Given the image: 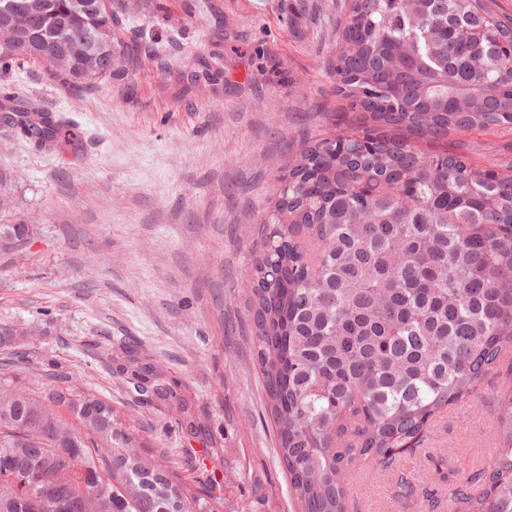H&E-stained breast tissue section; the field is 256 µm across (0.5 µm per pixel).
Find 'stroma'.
<instances>
[{
  "instance_id": "1",
  "label": "stroma",
  "mask_w": 512,
  "mask_h": 512,
  "mask_svg": "<svg viewBox=\"0 0 512 512\" xmlns=\"http://www.w3.org/2000/svg\"><path fill=\"white\" fill-rule=\"evenodd\" d=\"M155 51L123 75L74 90L39 64L7 86L78 124L80 149L50 153L0 131L12 176L0 224H31L0 250V325L21 326L20 382L56 371L109 400L139 445L167 451L221 512H301L277 456L255 359L248 268L256 219L304 139L333 132V63L350 0H114ZM218 53L224 80L183 87ZM480 168L512 162V125L466 132ZM175 398L140 396L110 369L124 349ZM502 380L439 418L397 472H365L350 512H463L455 484L484 466ZM191 412L201 432L178 419Z\"/></svg>"
}]
</instances>
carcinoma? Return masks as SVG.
<instances>
[{
    "label": "carcinoma",
    "instance_id": "carcinoma-1",
    "mask_svg": "<svg viewBox=\"0 0 512 512\" xmlns=\"http://www.w3.org/2000/svg\"><path fill=\"white\" fill-rule=\"evenodd\" d=\"M353 0L334 68L342 131L306 142L259 218L252 320L278 455L302 512H347L354 479L397 470L436 418L512 380V166L472 165L449 136L512 125V17L495 0ZM0 21V74L44 64L72 87L148 50L99 0H16ZM0 128L50 152L75 124L22 92ZM425 141L427 148L416 143ZM32 228L0 224L3 248ZM0 364V512H198L177 469L133 446L112 403L53 373L39 388ZM131 380L159 400L162 376ZM486 465L451 491L465 512H512V413ZM41 471L43 485L22 483Z\"/></svg>",
    "mask_w": 512,
    "mask_h": 512
}]
</instances>
